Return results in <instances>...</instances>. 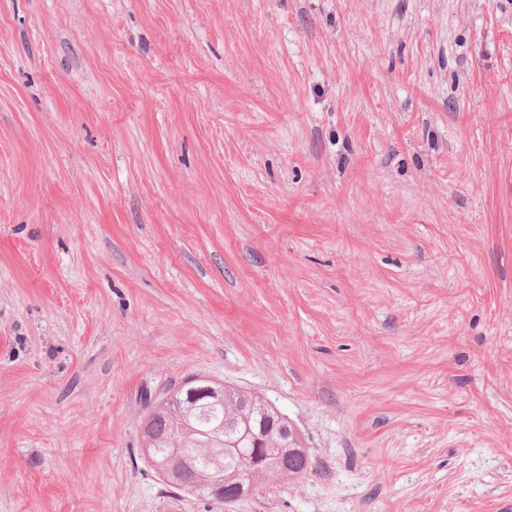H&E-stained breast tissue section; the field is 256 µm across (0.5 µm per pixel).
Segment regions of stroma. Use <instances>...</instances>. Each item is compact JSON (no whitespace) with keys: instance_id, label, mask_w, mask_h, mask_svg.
<instances>
[{"instance_id":"1","label":"stroma","mask_w":512,"mask_h":512,"mask_svg":"<svg viewBox=\"0 0 512 512\" xmlns=\"http://www.w3.org/2000/svg\"><path fill=\"white\" fill-rule=\"evenodd\" d=\"M191 376L313 463L224 512H512V0H0V512H215Z\"/></svg>"}]
</instances>
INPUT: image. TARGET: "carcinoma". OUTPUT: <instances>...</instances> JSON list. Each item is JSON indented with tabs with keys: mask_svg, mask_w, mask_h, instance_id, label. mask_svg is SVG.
<instances>
[{
	"mask_svg": "<svg viewBox=\"0 0 512 512\" xmlns=\"http://www.w3.org/2000/svg\"><path fill=\"white\" fill-rule=\"evenodd\" d=\"M173 400L169 406H156L144 424L153 440L151 460L169 486L181 482L173 468L179 460L218 474L228 490L246 480L259 462L264 466L262 483L283 471L298 479L310 470L311 458L300 438L280 436L281 426L290 431L293 426L260 396L246 401L234 394L222 400L208 395L193 398L183 384Z\"/></svg>",
	"mask_w": 512,
	"mask_h": 512,
	"instance_id": "1",
	"label": "carcinoma"
}]
</instances>
